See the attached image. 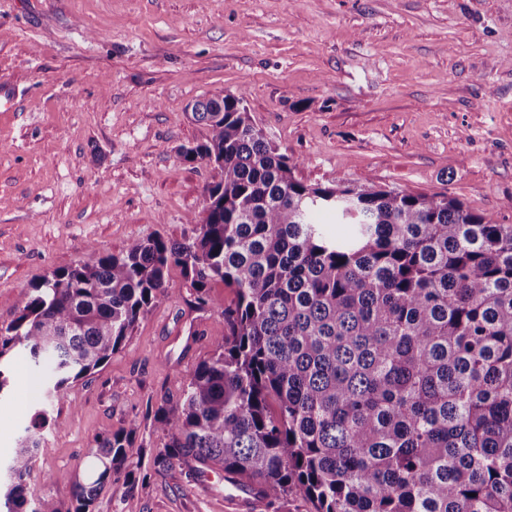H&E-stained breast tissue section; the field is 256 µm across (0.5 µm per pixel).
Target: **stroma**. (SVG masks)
Segmentation results:
<instances>
[{"mask_svg":"<svg viewBox=\"0 0 512 512\" xmlns=\"http://www.w3.org/2000/svg\"><path fill=\"white\" fill-rule=\"evenodd\" d=\"M0 326L42 276L183 240L212 166L187 107L243 93L298 178L447 194L512 224V0H0ZM123 348L67 387L23 487L68 501L54 472L83 475L98 437L137 422L146 484L106 488L94 512H268L221 474L158 468L153 411L180 396L225 335L235 295L204 309L179 268ZM0 395V482L40 398L24 354Z\"/></svg>","mask_w":512,"mask_h":512,"instance_id":"stroma-1","label":"stroma"}]
</instances>
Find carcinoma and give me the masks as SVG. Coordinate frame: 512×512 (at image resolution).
Segmentation results:
<instances>
[{"mask_svg": "<svg viewBox=\"0 0 512 512\" xmlns=\"http://www.w3.org/2000/svg\"><path fill=\"white\" fill-rule=\"evenodd\" d=\"M191 115L207 135L182 155L217 171L193 236L133 240L32 284L0 327V391L21 350L61 400L168 296L175 266L198 305L215 281L235 302L227 337L154 411L155 463L220 470L273 512L294 494L314 512H512V224L446 194L305 183L242 93ZM44 420L25 427L12 476L30 470ZM137 429L99 437L87 477L49 476L69 507L47 495L32 512H92L112 483L147 482ZM24 504L8 485L6 512Z\"/></svg>", "mask_w": 512, "mask_h": 512, "instance_id": "carcinoma-1", "label": "carcinoma"}]
</instances>
